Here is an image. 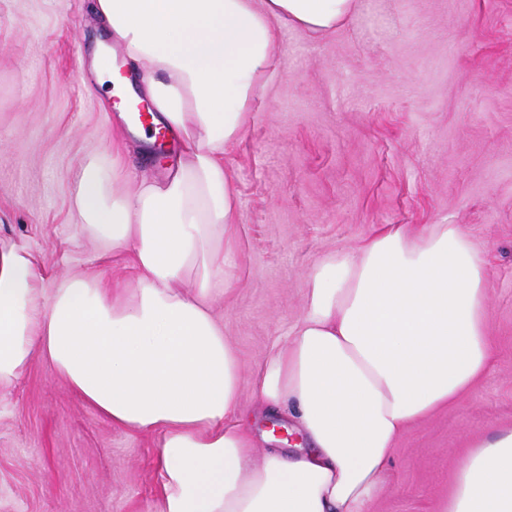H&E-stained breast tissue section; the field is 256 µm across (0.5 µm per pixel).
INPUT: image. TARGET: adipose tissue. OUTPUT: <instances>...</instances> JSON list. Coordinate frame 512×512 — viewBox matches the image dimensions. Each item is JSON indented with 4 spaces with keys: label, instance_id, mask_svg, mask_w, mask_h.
Returning <instances> with one entry per match:
<instances>
[{
    "label": "adipose tissue",
    "instance_id": "adipose-tissue-1",
    "mask_svg": "<svg viewBox=\"0 0 512 512\" xmlns=\"http://www.w3.org/2000/svg\"><path fill=\"white\" fill-rule=\"evenodd\" d=\"M358 0H97L119 46L92 50L121 108L138 74L151 111L139 136L182 146L164 178L106 201L84 169L76 207L139 271L134 288L96 276L48 289L31 253L0 246V384L42 357L114 426L160 433L156 512H367L394 445L459 403L491 364L489 281L456 224H390L308 275L305 309L267 358L255 394L306 447L266 449L242 416L239 359L212 312L236 283L239 194L224 168L247 129L281 27L321 34ZM112 44V45H113ZM440 512H512V427L473 440Z\"/></svg>",
    "mask_w": 512,
    "mask_h": 512
}]
</instances>
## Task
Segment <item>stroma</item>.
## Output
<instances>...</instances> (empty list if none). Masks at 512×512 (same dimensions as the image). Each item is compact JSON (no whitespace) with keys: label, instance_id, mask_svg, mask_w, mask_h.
Here are the masks:
<instances>
[{"label":"stroma","instance_id":"obj_1","mask_svg":"<svg viewBox=\"0 0 512 512\" xmlns=\"http://www.w3.org/2000/svg\"><path fill=\"white\" fill-rule=\"evenodd\" d=\"M93 4L0 0V242L27 248L48 288L87 270L138 278L83 223L85 168L108 195L165 173L89 65L106 38ZM262 85L224 155L238 270L215 306L245 399L328 255L388 224H457L480 251L492 364L397 439L368 506L438 512L470 442L512 427V0H359L332 31L283 29ZM158 441L112 426L33 358L0 387V512H155Z\"/></svg>","mask_w":512,"mask_h":512}]
</instances>
